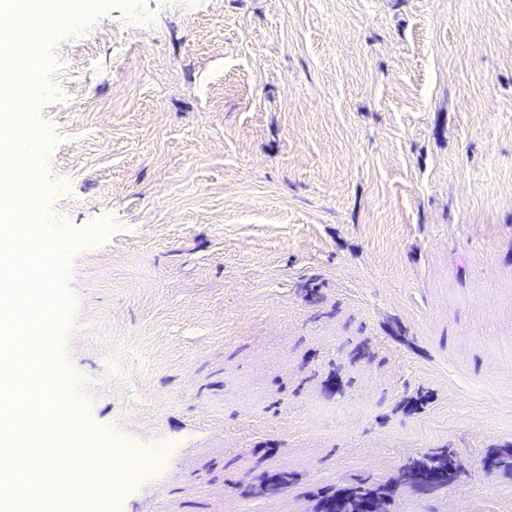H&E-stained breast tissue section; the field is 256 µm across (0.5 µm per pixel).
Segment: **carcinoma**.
Wrapping results in <instances>:
<instances>
[{"label": "carcinoma", "instance_id": "cac0c4a2", "mask_svg": "<svg viewBox=\"0 0 512 512\" xmlns=\"http://www.w3.org/2000/svg\"><path fill=\"white\" fill-rule=\"evenodd\" d=\"M430 463L411 464L396 477V485L420 490H433L456 481L460 476V463L448 451L431 454ZM394 485V486H396ZM394 486L355 484L338 493L328 494L321 502V512H371L377 500L390 497Z\"/></svg>", "mask_w": 512, "mask_h": 512}]
</instances>
